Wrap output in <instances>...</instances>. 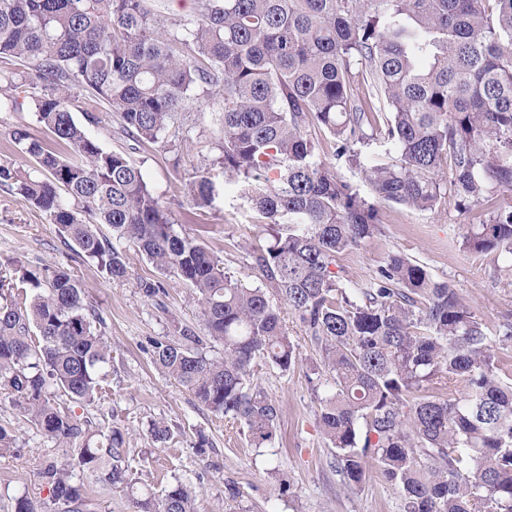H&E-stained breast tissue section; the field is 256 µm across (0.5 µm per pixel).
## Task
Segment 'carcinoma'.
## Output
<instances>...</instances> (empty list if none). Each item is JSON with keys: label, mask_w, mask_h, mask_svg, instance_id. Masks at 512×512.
I'll return each instance as SVG.
<instances>
[{"label": "carcinoma", "mask_w": 512, "mask_h": 512, "mask_svg": "<svg viewBox=\"0 0 512 512\" xmlns=\"http://www.w3.org/2000/svg\"><path fill=\"white\" fill-rule=\"evenodd\" d=\"M0 58L34 67L38 121L71 150L65 159L17 130L35 166L1 165L0 178L112 281L128 279L127 243L189 286L205 336L153 341L159 370L266 447L280 408L251 382L254 367L297 362L278 300L319 351L309 379L317 421L348 484L361 483L370 458L400 489L402 512H512V381L496 355L512 343V322L491 330L451 283L398 251L361 283L338 265L379 231L384 204L425 211L448 195L482 206L512 193V0H194L177 17L164 0H0ZM75 81L112 106L124 135L153 144L186 141L177 116L220 102L224 187L270 236L249 254L258 282L178 234L141 169L87 135L70 110ZM381 132L395 156L372 164L363 148ZM214 198L210 180L196 181L194 209ZM463 243L512 254V205L468 225ZM18 282L29 300L0 292V390L76 451L70 469L44 461L50 504L89 507L76 468L125 490L134 512H196L182 482L158 495L133 481L124 430L94 431L52 402L51 388L92 402L112 359L77 279L44 265ZM209 344L223 354L208 355ZM148 436L162 447L173 433L154 420ZM12 508L50 512L26 495Z\"/></svg>", "instance_id": "obj_1"}]
</instances>
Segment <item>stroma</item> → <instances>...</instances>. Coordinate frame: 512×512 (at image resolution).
<instances>
[{
    "instance_id": "obj_1",
    "label": "stroma",
    "mask_w": 512,
    "mask_h": 512,
    "mask_svg": "<svg viewBox=\"0 0 512 512\" xmlns=\"http://www.w3.org/2000/svg\"><path fill=\"white\" fill-rule=\"evenodd\" d=\"M20 71L26 84L14 91L12 101L0 105V165L23 171L34 161L15 144L13 131L24 128L44 141L49 135L37 120L34 97L40 88L34 71L0 61V73ZM200 107L187 147L164 148L123 137L107 105L89 106L81 84L71 90L74 119L104 149L125 153L141 169L148 187L171 211L176 231L199 238L226 268L243 274L250 250L267 246L268 237L243 200L225 192L224 171L216 162L217 115L208 102ZM203 177L212 180L217 197L212 207L194 212L189 187ZM384 213L379 233L343 256L346 279L369 278L386 254L397 250L425 265L435 279L453 284L489 326L512 321V256L501 251L477 253L463 245L468 225L484 220L481 209H458L449 197L428 211L388 206ZM126 256L127 281L107 280L95 263L66 244L45 213L14 187L0 184V264H5L7 274H14L19 265L63 266L77 276L86 301L103 321L112 362L103 369L98 398L75 406L74 412L101 431L114 426L126 431L137 481L157 492L178 481L187 484L198 494V512H401L399 489L382 477L376 463L366 462L365 477L355 486L337 472L336 451L318 428L319 406L308 380L319 356L289 310L281 315L298 361L285 373L256 364L253 381L276 401L281 414L274 443L253 448L238 428L211 413L153 365L149 340L175 336L185 328L199 334L203 327L183 282L162 274L134 247H127ZM146 282L155 285V296L143 293ZM159 419L173 431L163 448L147 440L149 423ZM0 426L16 435L13 451L0 456V512H12L14 497L22 494L48 501L42 463L48 458L70 462V449L25 423L4 392ZM229 482L239 492L233 500L224 497Z\"/></svg>"
}]
</instances>
